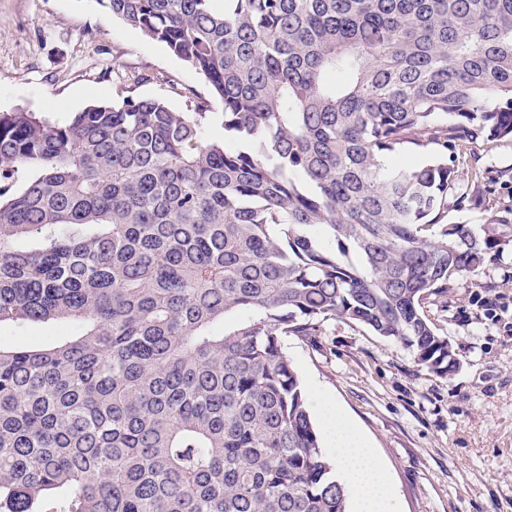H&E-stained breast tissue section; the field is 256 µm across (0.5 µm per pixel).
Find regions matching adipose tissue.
<instances>
[{"label":"adipose tissue","mask_w":512,"mask_h":512,"mask_svg":"<svg viewBox=\"0 0 512 512\" xmlns=\"http://www.w3.org/2000/svg\"><path fill=\"white\" fill-rule=\"evenodd\" d=\"M324 421L336 453V475L351 493L357 512H395L385 466L368 439L342 411L326 409Z\"/></svg>","instance_id":"1"}]
</instances>
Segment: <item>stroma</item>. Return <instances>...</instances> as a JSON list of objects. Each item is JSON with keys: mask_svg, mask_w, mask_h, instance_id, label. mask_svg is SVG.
Returning <instances> with one entry per match:
<instances>
[{"mask_svg": "<svg viewBox=\"0 0 512 512\" xmlns=\"http://www.w3.org/2000/svg\"><path fill=\"white\" fill-rule=\"evenodd\" d=\"M154 97L180 112L210 103L203 133L224 136L206 78L97 0H0V111L22 108L66 124L97 103ZM473 201L449 200L443 223L486 224L512 209V139L459 154ZM497 298L495 316L481 298ZM421 309L459 361L452 376L418 366L399 342L343 318L316 335L287 336L314 425L338 406L372 443L396 492L397 512H512V236L474 274ZM73 325L4 323L0 345L35 347Z\"/></svg>", "mask_w": 512, "mask_h": 512, "instance_id": "35a3bbf8", "label": "stroma"}]
</instances>
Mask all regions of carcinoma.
<instances>
[{
  "instance_id": "carcinoma-1",
  "label": "carcinoma",
  "mask_w": 512,
  "mask_h": 512,
  "mask_svg": "<svg viewBox=\"0 0 512 512\" xmlns=\"http://www.w3.org/2000/svg\"><path fill=\"white\" fill-rule=\"evenodd\" d=\"M97 2L224 139L207 103L0 113V324L79 325L0 346V512H348L283 337L340 317L458 369L420 305L512 223L439 224L448 151L512 137V0Z\"/></svg>"
}]
</instances>
